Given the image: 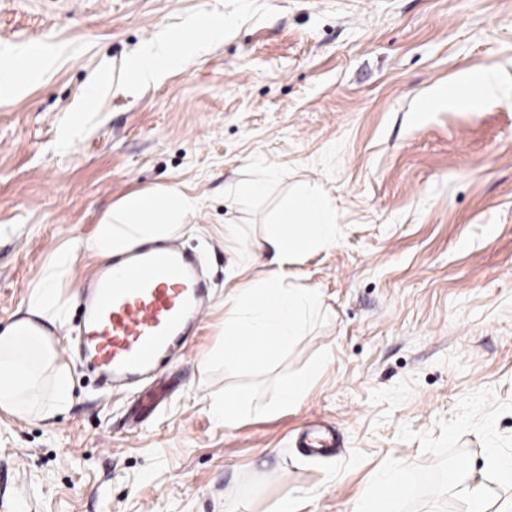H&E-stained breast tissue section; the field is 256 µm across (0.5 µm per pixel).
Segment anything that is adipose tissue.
I'll return each mask as SVG.
<instances>
[{
  "instance_id": "obj_1",
  "label": "adipose tissue",
  "mask_w": 512,
  "mask_h": 512,
  "mask_svg": "<svg viewBox=\"0 0 512 512\" xmlns=\"http://www.w3.org/2000/svg\"><path fill=\"white\" fill-rule=\"evenodd\" d=\"M190 48L189 41L175 36L158 39L126 61L122 77L149 84L171 66L177 52ZM197 208L196 197L175 185L130 192L103 214L84 248L98 262H111L148 242L170 238ZM337 233L336 209L328 194L316 186L298 188L256 243L258 249L272 251L277 269L225 296L222 341L200 356V366L228 361L251 369L273 361L302 336L320 299L312 290L290 287L288 268L312 252L334 246ZM80 248L66 240L54 249L39 280L27 290L24 313L0 330V412L47 420L72 402L71 372L58 352L52 328L66 317L64 293ZM326 365V360H319L289 379L269 411L300 405Z\"/></svg>"
}]
</instances>
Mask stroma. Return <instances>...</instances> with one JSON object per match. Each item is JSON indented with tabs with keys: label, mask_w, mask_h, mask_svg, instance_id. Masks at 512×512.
I'll return each mask as SVG.
<instances>
[{
	"label": "stroma",
	"mask_w": 512,
	"mask_h": 512,
	"mask_svg": "<svg viewBox=\"0 0 512 512\" xmlns=\"http://www.w3.org/2000/svg\"><path fill=\"white\" fill-rule=\"evenodd\" d=\"M226 20L209 40L201 15ZM193 40L148 85H113L151 39ZM49 54L0 105V329L50 253L86 240L126 193L180 185L198 200L174 235L209 288L204 320L150 376L98 388L74 336L97 265L73 269L56 330L71 405L49 420L0 412V512H353L376 476L404 489L396 512H461L449 473L512 456V0H0V51ZM497 70L507 95L472 109L434 88ZM274 169L260 204L226 187ZM336 206L333 247L289 269L321 303L275 362L242 372L199 356L221 341L240 264L223 227L260 238L296 183ZM330 363L299 406H264L281 383ZM254 396L234 427L209 398ZM336 432L332 454L301 445Z\"/></svg>",
	"instance_id": "1"
}]
</instances>
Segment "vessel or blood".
<instances>
[{
	"label": "vessel or blood",
	"mask_w": 512,
	"mask_h": 512,
	"mask_svg": "<svg viewBox=\"0 0 512 512\" xmlns=\"http://www.w3.org/2000/svg\"><path fill=\"white\" fill-rule=\"evenodd\" d=\"M206 302L195 256L169 243L145 247L117 273H97L87 286L83 356L103 382L136 380L174 354Z\"/></svg>",
	"instance_id": "vessel-or-blood-1"
}]
</instances>
